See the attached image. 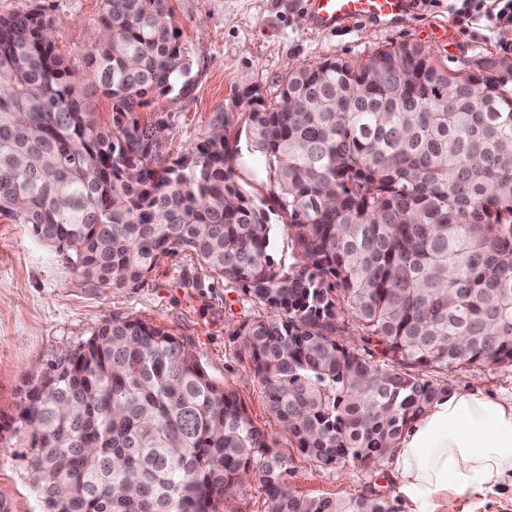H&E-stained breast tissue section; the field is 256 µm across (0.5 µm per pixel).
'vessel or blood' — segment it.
Instances as JSON below:
<instances>
[{
  "mask_svg": "<svg viewBox=\"0 0 512 512\" xmlns=\"http://www.w3.org/2000/svg\"><path fill=\"white\" fill-rule=\"evenodd\" d=\"M314 29L333 30L356 22L380 23L395 19L410 0H305Z\"/></svg>",
  "mask_w": 512,
  "mask_h": 512,
  "instance_id": "b4317fda",
  "label": "vessel or blood"
}]
</instances>
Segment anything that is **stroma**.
Returning <instances> with one entry per match:
<instances>
[{
    "instance_id": "stroma-1",
    "label": "stroma",
    "mask_w": 512,
    "mask_h": 512,
    "mask_svg": "<svg viewBox=\"0 0 512 512\" xmlns=\"http://www.w3.org/2000/svg\"><path fill=\"white\" fill-rule=\"evenodd\" d=\"M192 64V88L157 95L141 107V121L165 118L167 150L180 155L204 139L223 114L238 152L229 160L242 191L255 203L270 201L273 187L247 149L245 112L235 102L254 92L274 105L290 69L330 57L366 58L378 48L415 43L438 65L457 70L461 61L512 59V36L476 35L460 29L448 0L414 7L388 27L356 23L313 30L304 0H169ZM42 7L60 48L82 57L99 32L100 0H0V16ZM448 34H441V25ZM242 300L235 285L214 280L186 253L164 260L138 288L98 289L79 283L64 258L44 246L27 225L0 217V428L8 427L37 370L86 342L105 321L137 317L160 324L188 344L214 380L234 389L256 427L278 442L286 436L265 403L241 327L263 315ZM449 391L481 390L512 397V364L449 370ZM288 483L304 497L392 496L389 458L366 464H328L287 449ZM0 503L8 512H41L18 460L0 463Z\"/></svg>"
}]
</instances>
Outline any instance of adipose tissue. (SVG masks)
<instances>
[{
	"instance_id": "adipose-tissue-1",
	"label": "adipose tissue",
	"mask_w": 512,
	"mask_h": 512,
	"mask_svg": "<svg viewBox=\"0 0 512 512\" xmlns=\"http://www.w3.org/2000/svg\"><path fill=\"white\" fill-rule=\"evenodd\" d=\"M405 512H442L449 496L512 488V400L474 390L435 399L391 450Z\"/></svg>"
}]
</instances>
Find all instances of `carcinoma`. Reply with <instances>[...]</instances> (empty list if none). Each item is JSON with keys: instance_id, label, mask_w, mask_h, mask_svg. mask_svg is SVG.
I'll list each match as a JSON object with an SVG mask.
<instances>
[{"instance_id": "cac0c4a2", "label": "carcinoma", "mask_w": 512, "mask_h": 512, "mask_svg": "<svg viewBox=\"0 0 512 512\" xmlns=\"http://www.w3.org/2000/svg\"><path fill=\"white\" fill-rule=\"evenodd\" d=\"M99 21L75 64L41 9L0 17V215L83 284L137 288L185 251L239 286L269 311L242 325L267 409L327 464L384 457L447 393L411 369L512 363L511 59L451 76L403 43L291 69L276 105L247 100L267 210L234 180L222 114L175 159L136 117L189 86L167 0H101ZM345 312L383 359L341 341ZM14 424L6 443L42 512H213L251 475L267 512H391L381 497L296 494L288 456L238 394L139 318L48 362Z\"/></svg>"}]
</instances>
